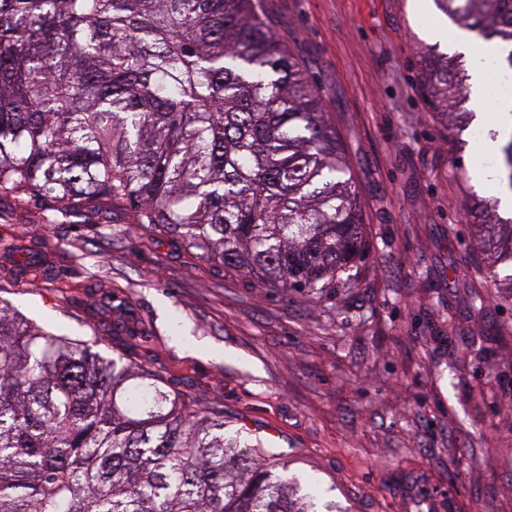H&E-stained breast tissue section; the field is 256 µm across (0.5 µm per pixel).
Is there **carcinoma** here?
I'll list each match as a JSON object with an SVG mask.
<instances>
[{
    "label": "carcinoma",
    "instance_id": "obj_1",
    "mask_svg": "<svg viewBox=\"0 0 512 512\" xmlns=\"http://www.w3.org/2000/svg\"><path fill=\"white\" fill-rule=\"evenodd\" d=\"M511 47L512 0H435ZM452 61L425 85L466 97ZM61 204L73 224L129 204L128 220L289 292L346 286L363 259L354 176L313 82L256 0H0V200ZM474 225L485 279L512 265V218ZM14 283L53 280L7 240ZM109 339L57 335L0 299V512H336L288 461L135 360L133 320L107 296ZM108 341L116 355L102 353Z\"/></svg>",
    "mask_w": 512,
    "mask_h": 512
}]
</instances>
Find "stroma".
Here are the masks:
<instances>
[{"label":"stroma","mask_w":512,"mask_h":512,"mask_svg":"<svg viewBox=\"0 0 512 512\" xmlns=\"http://www.w3.org/2000/svg\"><path fill=\"white\" fill-rule=\"evenodd\" d=\"M319 90L366 225L348 287L302 296L261 284L129 224H50L0 204V238L43 250L65 288L11 301L58 334L90 339L106 291L124 297L149 365L286 458L307 492L343 512H428L394 496L420 472L460 512H512V293L488 288L469 235L502 197L480 168L493 129L467 98L462 123L423 91L427 54L471 55L435 0H261ZM487 293L481 311L473 292Z\"/></svg>","instance_id":"35a3bbf8"}]
</instances>
